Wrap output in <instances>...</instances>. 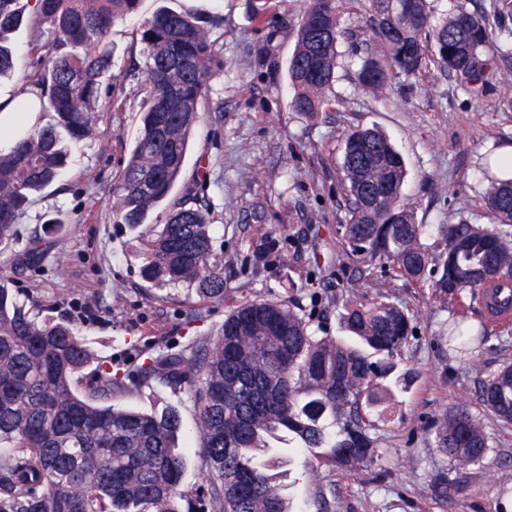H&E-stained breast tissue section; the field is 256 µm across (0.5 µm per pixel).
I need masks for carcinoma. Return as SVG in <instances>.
<instances>
[{
	"mask_svg": "<svg viewBox=\"0 0 512 512\" xmlns=\"http://www.w3.org/2000/svg\"><path fill=\"white\" fill-rule=\"evenodd\" d=\"M139 0H0V79L15 74L13 34L35 17L40 28L28 50L24 92L17 100L32 123L15 146L0 152V244L31 197L50 187L66 167L70 148L91 138L99 102H113V23L134 13ZM371 25L383 53L358 57L359 77L370 89L391 77L421 74L428 61L483 94L497 69L492 29L481 15L459 6L431 24L428 0H368ZM211 16L157 10L141 27L149 92L137 137L118 171L116 223L138 228L165 202L163 224L145 241L143 278L153 284L188 283L204 302L224 300V271L212 261V224L203 198L169 200L189 141L207 102L210 80L224 56L210 40ZM355 33L341 26L333 0H308L288 63L294 112L313 115L333 105L340 46ZM501 176L484 197L494 222L512 224V161L494 160ZM340 169L348 218L336 226L353 261L386 259L395 277L419 281L432 256L425 229L402 202L406 169L389 137L357 128L344 138ZM438 286L465 305L480 289L497 285L490 307L512 310V240L498 230L464 221L448 225V250ZM344 327L359 345L319 336L288 299L247 301L228 313L212 340L191 338L179 350L150 357L127 379L96 374L75 388L92 354L67 324L41 321L17 302L0 274V512H181L184 458L177 410L158 416L104 405L112 390L149 383L188 390L201 437L206 481L198 496L210 512H292L280 488L283 465L271 440L288 432L301 448L320 449L316 467L348 475L374 462L370 435L379 380L393 368L414 334L399 306L358 299L346 303ZM487 412L512 424V364L482 381ZM429 433L437 450L465 469L491 448L480 419L467 407L439 415ZM460 487L442 477L432 486L443 501Z\"/></svg>",
	"mask_w": 512,
	"mask_h": 512,
	"instance_id": "obj_1",
	"label": "carcinoma"
}]
</instances>
